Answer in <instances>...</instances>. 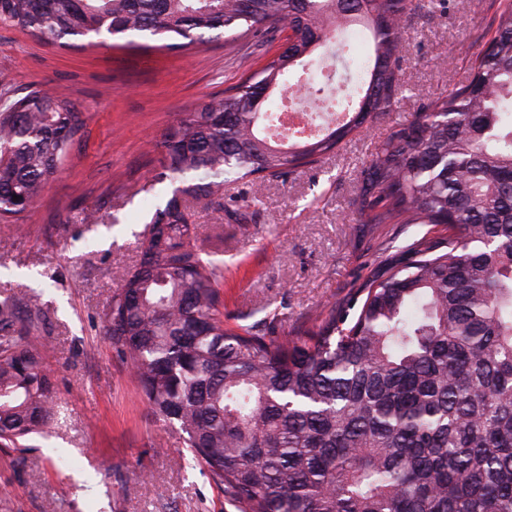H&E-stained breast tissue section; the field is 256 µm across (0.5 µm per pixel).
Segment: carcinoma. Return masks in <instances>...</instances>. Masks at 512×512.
<instances>
[{
  "mask_svg": "<svg viewBox=\"0 0 512 512\" xmlns=\"http://www.w3.org/2000/svg\"><path fill=\"white\" fill-rule=\"evenodd\" d=\"M408 0H0V27L63 48L132 34L166 48L288 29L263 66L164 134V175L139 264L103 311L152 412L179 424L236 512H512V0L467 83L399 125L372 160L376 224H431L405 262L331 307L306 338L224 327L221 267L202 258L186 198L224 207V176L256 189L330 154L403 93ZM359 25L366 77L340 85L314 58ZM307 68L302 97L346 118L293 141L262 85ZM86 125L69 95L0 96V218L30 212ZM18 199H13V196ZM356 308L354 314L349 309ZM44 312L0 300V445L57 420L33 331Z\"/></svg>",
  "mask_w": 512,
  "mask_h": 512,
  "instance_id": "1",
  "label": "carcinoma"
}]
</instances>
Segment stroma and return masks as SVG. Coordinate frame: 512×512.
I'll list each match as a JSON object with an SVG mask.
<instances>
[{"instance_id":"stroma-1","label":"stroma","mask_w":512,"mask_h":512,"mask_svg":"<svg viewBox=\"0 0 512 512\" xmlns=\"http://www.w3.org/2000/svg\"><path fill=\"white\" fill-rule=\"evenodd\" d=\"M500 0L440 11L411 0L402 19L406 92L395 111L344 140L316 165L266 181L253 194L224 185L227 209L187 203L204 258L221 265L224 323L275 312L274 335H306L328 304L401 263L426 224H374L368 170L379 144L438 93L466 82L492 36ZM267 42L168 50L158 38L120 45L108 36L59 48L0 28V94H70L86 113L83 136L26 217L0 221V293L38 294L47 321L38 343L55 385L58 425L23 448H0V512H235L178 425L154 416L130 367L101 336L119 270L140 261L156 208L175 188L162 178V139L197 104L223 95L278 51ZM100 220L84 223L88 210Z\"/></svg>"}]
</instances>
